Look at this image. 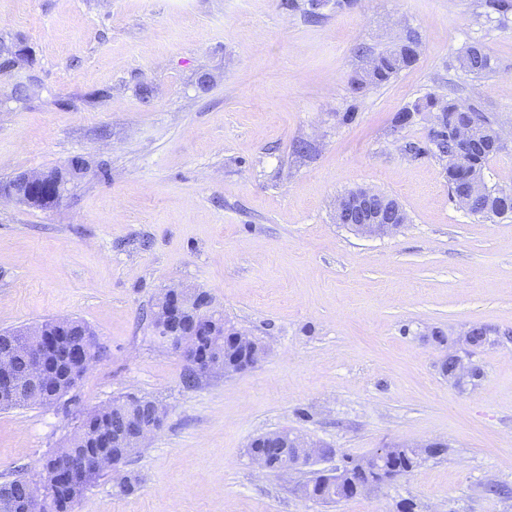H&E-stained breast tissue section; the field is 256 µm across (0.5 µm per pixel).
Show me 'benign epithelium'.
Segmentation results:
<instances>
[{"instance_id": "1", "label": "benign epithelium", "mask_w": 512, "mask_h": 512, "mask_svg": "<svg viewBox=\"0 0 512 512\" xmlns=\"http://www.w3.org/2000/svg\"><path fill=\"white\" fill-rule=\"evenodd\" d=\"M77 178L64 165L53 170L23 172L0 184V201L38 207L50 199L61 202L68 185ZM477 187L474 177L466 176L451 189L452 200L463 210L471 211L470 200ZM336 223L367 237L388 236L397 232L404 224V212L398 204H387L382 195L372 189L358 188L336 200ZM152 333L160 343L181 353L190 364L193 376L205 375L232 367L241 370L256 366L264 355L263 347L224 322L221 314L211 308L210 296L205 292H185L169 289L158 296L157 306L151 317ZM23 339L8 341L0 347V406L6 404L52 405L57 402L58 372L65 364H73L82 371L89 370L103 353L96 334L88 329L81 338L70 344L53 343L49 331L41 324L25 327ZM235 345L240 354L233 362H225L201 350L204 340ZM474 365L465 364L459 355H454L451 370H442L448 379L460 381L469 377ZM165 419L162 405L152 400L143 406V416L137 419L115 421L99 432L103 449L78 458L70 465L73 481L82 483L87 474L99 471L122 472L127 455L124 448H138L159 431ZM274 440L277 450L285 453L276 467L270 463L265 452H249L251 459L261 465L267 474L286 475L307 464L316 456H328L333 449L315 446L302 435L281 437V432L267 433ZM298 449L291 455L288 447ZM387 454L383 449L362 461L360 466L375 476L360 484L358 490L371 492L394 481L402 474L385 475L381 471ZM24 512H51L52 490L47 481L29 482L21 493Z\"/></svg>"}]
</instances>
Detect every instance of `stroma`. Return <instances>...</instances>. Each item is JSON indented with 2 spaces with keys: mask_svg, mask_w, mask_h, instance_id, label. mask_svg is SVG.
Instances as JSON below:
<instances>
[{
  "mask_svg": "<svg viewBox=\"0 0 512 512\" xmlns=\"http://www.w3.org/2000/svg\"><path fill=\"white\" fill-rule=\"evenodd\" d=\"M0 0V42L27 51L0 70V180L83 157L87 172L49 209L0 204V331L83 320L104 347L51 406L0 409V483L32 481L87 412L136 394L168 409L125 469L103 472L75 512H512V219L452 201L444 164L416 154L426 97L477 103L502 129L488 185L512 188V23L480 0ZM416 32L417 61L352 91L377 53ZM473 43L492 72L464 73ZM150 88L143 97L142 88ZM353 121H344L346 111ZM307 151H298V144ZM367 186L408 220L390 236L337 224L338 197ZM209 294L262 343L255 367L199 376L151 335L164 290ZM479 380L449 382L469 326ZM441 329L447 346L433 342ZM332 448L302 470L257 475L247 450L276 430ZM445 442L379 491L338 503L296 483L397 444Z\"/></svg>",
  "mask_w": 512,
  "mask_h": 512,
  "instance_id": "obj_1",
  "label": "stroma"
}]
</instances>
